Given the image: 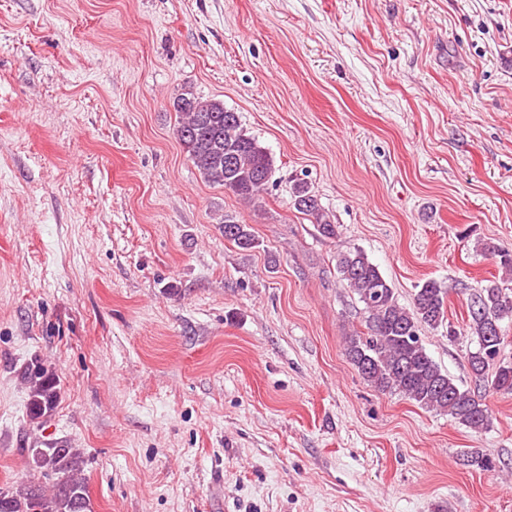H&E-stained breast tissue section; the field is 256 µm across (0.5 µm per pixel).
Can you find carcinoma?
I'll list each match as a JSON object with an SVG mask.
<instances>
[{"mask_svg":"<svg viewBox=\"0 0 512 512\" xmlns=\"http://www.w3.org/2000/svg\"><path fill=\"white\" fill-rule=\"evenodd\" d=\"M174 108L182 113L178 140L200 175L249 203L259 200L274 173L273 162L242 125L239 114L224 107L222 100L194 96L177 99ZM292 204L314 218L322 236L337 235V225L323 213L307 183L293 186ZM223 232L225 240L243 250L258 246L250 226L234 216H224ZM336 271L367 313V335L345 337V355L358 374L379 392L399 393L475 432L487 429L491 415L482 396L459 386L422 343V328L434 329L445 321L447 291L427 281L414 294L412 307H404L389 281L360 249L339 254ZM506 318L512 319V289L491 280L471 294L462 331L477 345L468 353L476 378L495 392L512 395V361L500 357V322ZM22 377L29 385L27 417L39 427L59 400L57 375L36 357L25 366ZM83 463L81 451L62 441L31 449V469L52 481L51 488L0 489V512H92Z\"/></svg>","mask_w":512,"mask_h":512,"instance_id":"obj_1","label":"carcinoma"}]
</instances>
